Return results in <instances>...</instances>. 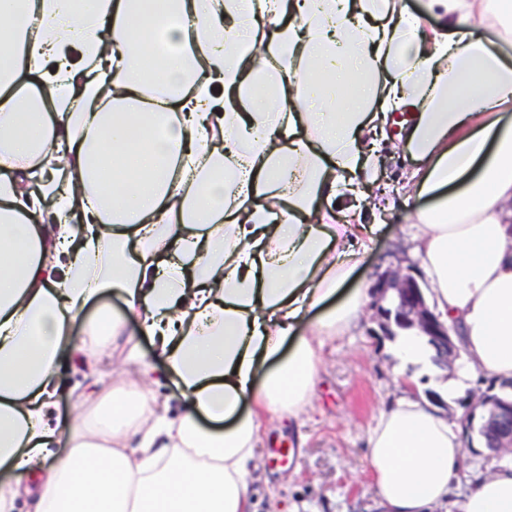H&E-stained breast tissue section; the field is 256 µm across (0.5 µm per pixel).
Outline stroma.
<instances>
[{"label":"stroma","instance_id":"35a3bbf8","mask_svg":"<svg viewBox=\"0 0 512 512\" xmlns=\"http://www.w3.org/2000/svg\"><path fill=\"white\" fill-rule=\"evenodd\" d=\"M411 167L409 159L383 149L373 193L391 197L396 205L381 212L372 201L365 204L366 223L379 230L358 270L357 285L371 287L387 269L418 264L412 255L413 218L403 204ZM376 328L367 308L357 329L327 343L321 383L302 422L268 419L257 449V512H376L365 434L392 400L400 366L395 340L376 335ZM127 329L137 345V360H130L126 349L107 345L95 356L78 353L62 361L56 396L61 418L89 412L88 398L109 395L117 368L148 390L165 416H180L176 386L156 360L152 340L139 334L135 322H128Z\"/></svg>","mask_w":512,"mask_h":512}]
</instances>
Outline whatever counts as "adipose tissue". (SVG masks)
I'll use <instances>...</instances> for the list:
<instances>
[{"label":"adipose tissue","instance_id":"ef3b65f1","mask_svg":"<svg viewBox=\"0 0 512 512\" xmlns=\"http://www.w3.org/2000/svg\"><path fill=\"white\" fill-rule=\"evenodd\" d=\"M17 3L0 0V512L22 494L251 512L265 419L305 413L326 342L370 300L351 281L381 142L429 200L415 254L463 354L448 398L512 378V0ZM110 290L124 315L90 311ZM129 316L183 414L128 383L55 417L60 362ZM395 382L366 435L383 512H512V463L457 494L461 424Z\"/></svg>","mask_w":512,"mask_h":512}]
</instances>
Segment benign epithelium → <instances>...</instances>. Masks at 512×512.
Segmentation results:
<instances>
[{"instance_id":"1","label":"benign epithelium","mask_w":512,"mask_h":512,"mask_svg":"<svg viewBox=\"0 0 512 512\" xmlns=\"http://www.w3.org/2000/svg\"><path fill=\"white\" fill-rule=\"evenodd\" d=\"M373 294V309L383 335L416 330L432 343L443 364H451L460 356V349L453 340L455 329L433 314L413 268L397 267L384 272L375 282ZM489 394L486 388L477 387L464 398L466 407L473 409L489 404ZM492 410L493 418L484 428L497 431L498 447L501 452L509 453L512 451V400H502Z\"/></svg>"}]
</instances>
